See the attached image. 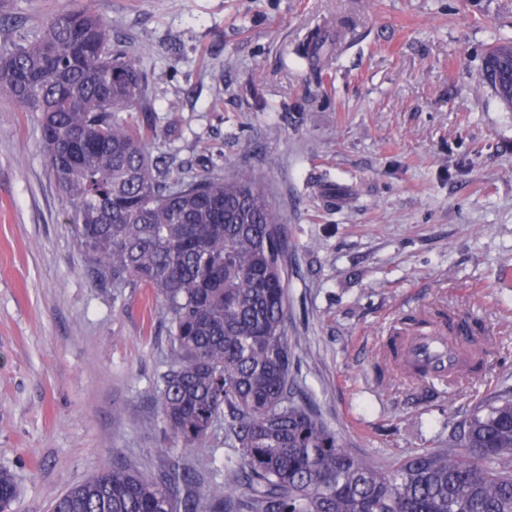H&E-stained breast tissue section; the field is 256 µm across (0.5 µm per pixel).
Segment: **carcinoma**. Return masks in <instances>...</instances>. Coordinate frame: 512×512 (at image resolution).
<instances>
[{
    "label": "carcinoma",
    "instance_id": "cac0c4a2",
    "mask_svg": "<svg viewBox=\"0 0 512 512\" xmlns=\"http://www.w3.org/2000/svg\"><path fill=\"white\" fill-rule=\"evenodd\" d=\"M318 29L298 54L330 60ZM483 80L512 106V38L487 51ZM144 77L93 11L64 10L0 57V97L40 114L47 165L85 256L114 288L161 298L171 362L161 423L195 447L224 422L234 458L215 477L171 458L156 474L118 460L55 497L51 512H512V395L476 407L446 448L383 469L353 456L292 396L286 329L287 225L252 178L173 172L149 129ZM20 491L0 471V512Z\"/></svg>",
    "mask_w": 512,
    "mask_h": 512
}]
</instances>
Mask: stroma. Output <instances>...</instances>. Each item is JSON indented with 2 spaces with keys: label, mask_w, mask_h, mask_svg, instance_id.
Masks as SVG:
<instances>
[{
  "label": "stroma",
  "mask_w": 512,
  "mask_h": 512,
  "mask_svg": "<svg viewBox=\"0 0 512 512\" xmlns=\"http://www.w3.org/2000/svg\"><path fill=\"white\" fill-rule=\"evenodd\" d=\"M91 7L146 77L153 155L250 176L288 226L295 396L356 457L440 448L512 394V108L481 80L512 0H0V54L65 8ZM345 29H336L338 19ZM340 32L322 77L298 58ZM51 178L36 113L0 98V469L20 512L120 458L208 476L161 432L169 337L154 293L95 278ZM493 339L480 373L428 388L384 368L403 317L434 308Z\"/></svg>",
  "instance_id": "1"
}]
</instances>
